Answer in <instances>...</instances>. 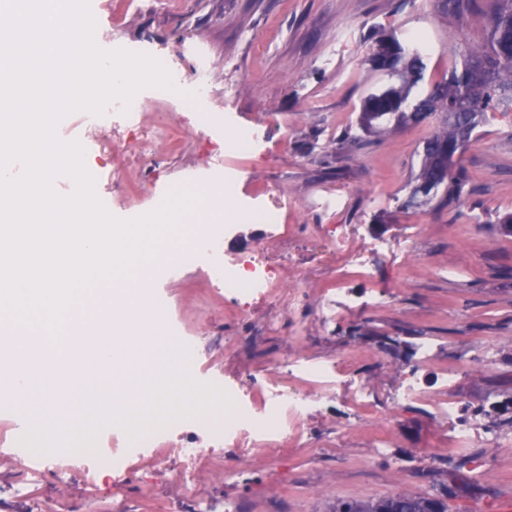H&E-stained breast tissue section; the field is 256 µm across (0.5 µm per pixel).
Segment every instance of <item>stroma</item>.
I'll list each match as a JSON object with an SVG mask.
<instances>
[{"label":"stroma","mask_w":512,"mask_h":512,"mask_svg":"<svg viewBox=\"0 0 512 512\" xmlns=\"http://www.w3.org/2000/svg\"><path fill=\"white\" fill-rule=\"evenodd\" d=\"M112 3L91 0L95 45L103 51L145 45L188 74L195 60L184 46L197 45L210 59L222 122L200 130L187 105L190 85L172 98L146 95L140 123L159 126L169 116L182 131L158 137L140 158L103 165L100 141L78 134L76 113L62 117L57 137L88 149L95 190L111 215L123 220L146 204L160 208L178 180L219 167L220 159L207 154L200 138L222 140L229 123L249 128L256 142L252 158L234 162L242 197L274 193L298 243L292 271L303 278L307 297L301 304L241 297L238 313L226 312L224 291L208 279L203 263H187L174 281L153 278L179 331L200 350L198 375L240 381L247 360L342 358L350 380L362 381L373 399L353 427L340 406L330 418L312 415L310 426L332 434L335 445L291 449L287 484L263 466L234 484L220 470L205 471L198 484L213 498L237 501L238 512H266L274 494L282 512H332L340 501L437 494L461 457L481 453L477 445L458 446L453 424L435 416L433 401L451 397L462 401V419H478L508 448L491 472H458L470 489L450 501L448 512H498L512 500V233L496 222L498 214L512 212V112L489 114L458 162L473 191L445 209L403 206L423 143L441 127L442 115L374 137L358 126L362 97L385 80L364 63L374 39L393 33L405 41L412 32L428 33L425 61L432 83L447 74L462 42L481 44L484 15L458 16L445 11L441 0H181L176 10L165 0H135L117 27ZM323 224H342L350 237L390 244L368 277L351 273L342 279L357 307L333 320L320 311L334 284L323 269ZM276 234L270 225L237 221L229 233L213 237L211 261ZM242 320L258 338L247 357L210 352L214 339L235 335ZM424 343L433 350L422 373L427 400L398 412L393 448L388 456H372L382 435L376 407L401 386ZM446 372L454 375L452 385L443 382ZM428 450L437 451L438 461L426 469L420 458ZM134 478L144 492L130 498L127 512H182L181 491L168 466L144 463ZM111 492L93 474H76L61 484L32 486L12 509L52 512L57 500Z\"/></svg>","instance_id":"obj_1"}]
</instances>
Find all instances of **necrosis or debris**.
I'll return each instance as SVG.
<instances>
[{"instance_id": "necrosis-or-debris-1", "label": "necrosis or debris", "mask_w": 512, "mask_h": 512, "mask_svg": "<svg viewBox=\"0 0 512 512\" xmlns=\"http://www.w3.org/2000/svg\"><path fill=\"white\" fill-rule=\"evenodd\" d=\"M142 94H135L130 104L111 100L107 113L112 123L120 129V138L127 151L133 152L151 133L139 125L136 114L142 105ZM198 206L212 208L216 199L234 204L237 214L264 224L280 223L283 212L272 201L261 203L240 200L232 177H225L221 194H214L211 184L202 181L196 185ZM329 259L347 262L353 270L368 274V254L380 252L383 242L363 240L351 242L343 229H335L324 241ZM277 249L280 256L291 252L288 234H280L274 244H257L237 256L226 258L223 270L214 273L217 283L223 284L225 298L241 293L255 294L268 301H276L285 290H297L300 281L296 275L280 277L273 273L270 249ZM346 363L319 362L304 358L295 368H287L278 362L252 364L247 371L246 382L225 384L224 390L231 405L224 412V422L213 425L209 419H182L179 438L181 466L175 478L183 488L188 502L187 512H234L233 505L221 499L202 496L196 489V477L203 467L219 464L224 477L237 480L246 477L256 462L278 464L280 453L289 446L314 447V439L307 427L309 416L322 411L332 401L346 403L352 416H359L364 400L360 394L345 391L342 375ZM315 378L317 390L300 387L298 379ZM6 455L23 460L24 475L13 487L14 495H26L32 482L59 480L76 472L98 469L106 472L112 482V495L116 501H124L130 493L132 459L123 454L99 451L90 455L67 456L52 459L33 451L21 440H13L5 450Z\"/></svg>"}]
</instances>
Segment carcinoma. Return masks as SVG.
<instances>
[{
  "label": "carcinoma",
  "mask_w": 512,
  "mask_h": 512,
  "mask_svg": "<svg viewBox=\"0 0 512 512\" xmlns=\"http://www.w3.org/2000/svg\"><path fill=\"white\" fill-rule=\"evenodd\" d=\"M488 13L486 40L479 46L466 42L460 47V60L443 81L424 94L414 91L425 79L427 65L424 54L406 50V44L394 35L375 41L365 64L386 75L389 82L368 93L361 102L359 128L367 135L419 124L436 114L437 107L467 100L468 110L454 113L444 120L441 130L426 139L422 148L419 171L414 182L420 183L432 174L430 144L445 140L458 144L465 152L474 132L486 120L487 113L512 110V0H493ZM467 181L460 173L448 172V182L436 195L439 204L448 206L464 193ZM459 486L451 482L443 489V497L401 494L376 501H346L336 504L334 512H429L438 506L448 512L447 500L457 496Z\"/></svg>",
  "instance_id": "obj_1"
}]
</instances>
